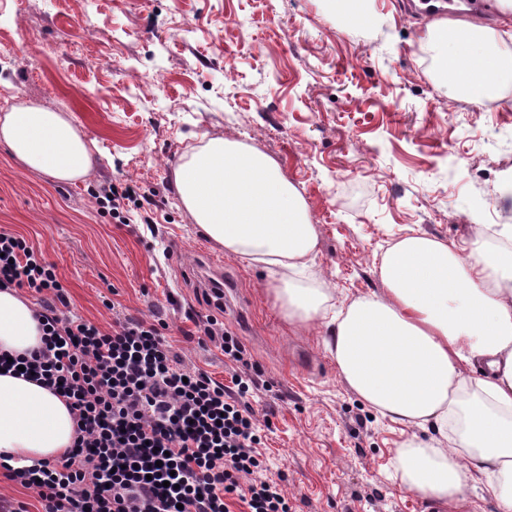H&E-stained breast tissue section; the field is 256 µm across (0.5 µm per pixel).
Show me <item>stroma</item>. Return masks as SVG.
<instances>
[{
    "label": "stroma",
    "instance_id": "stroma-1",
    "mask_svg": "<svg viewBox=\"0 0 512 512\" xmlns=\"http://www.w3.org/2000/svg\"><path fill=\"white\" fill-rule=\"evenodd\" d=\"M375 27L332 0H0V113L14 99L66 113L95 141L83 181L28 171L0 147V229L54 263L72 311L101 326L112 304L152 324L188 369L230 384L232 367L188 314H212L262 370L251 403L269 479L295 512H496L480 481L452 508L400 488V425L340 377L326 329L288 325L261 267L204 238L173 171L203 137L253 144L302 193L319 231L315 270L354 299L382 293L374 256L423 233L471 242L512 225V85L501 99L436 87L434 18L487 20V0H375ZM130 183L146 215L113 223L94 191ZM239 297L218 310L204 265Z\"/></svg>",
    "mask_w": 512,
    "mask_h": 512
}]
</instances>
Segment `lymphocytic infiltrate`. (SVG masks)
<instances>
[{
	"label": "lymphocytic infiltrate",
	"mask_w": 512,
	"mask_h": 512,
	"mask_svg": "<svg viewBox=\"0 0 512 512\" xmlns=\"http://www.w3.org/2000/svg\"><path fill=\"white\" fill-rule=\"evenodd\" d=\"M114 223L140 209L131 186L95 195ZM37 295L41 345L22 363L0 357V367L25 368L65 398L76 424L71 448L55 459L0 468L33 490L42 512H292L276 483L262 479L261 437L246 394L260 370L238 337L213 317L199 329L236 365L231 385L183 368L155 325L117 316L111 330L74 315L57 278L23 236L0 230V289Z\"/></svg>",
	"instance_id": "lymphocytic-infiltrate-1"
}]
</instances>
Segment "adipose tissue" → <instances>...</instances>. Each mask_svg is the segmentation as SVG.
<instances>
[{"mask_svg":"<svg viewBox=\"0 0 512 512\" xmlns=\"http://www.w3.org/2000/svg\"><path fill=\"white\" fill-rule=\"evenodd\" d=\"M495 28L436 19L424 41L438 81L473 102L497 99L512 52ZM0 144L25 167L62 182L89 177L93 146L65 113L20 101L0 114ZM181 206L226 254L269 270L271 292L292 326L324 322L340 376L393 421L454 436L451 447L406 439L393 461L402 485L454 502L466 472L486 479L497 512H512V225L486 224L466 248L417 233L375 257L384 294L334 297L314 278L318 231L279 164L258 147L207 138L174 170ZM41 344L29 300L0 289V355ZM476 367L480 377L466 375ZM64 398L0 372V456L27 464L70 448Z\"/></svg>","mask_w":512,"mask_h":512,"instance_id":"obj_1","label":"adipose tissue"}]
</instances>
